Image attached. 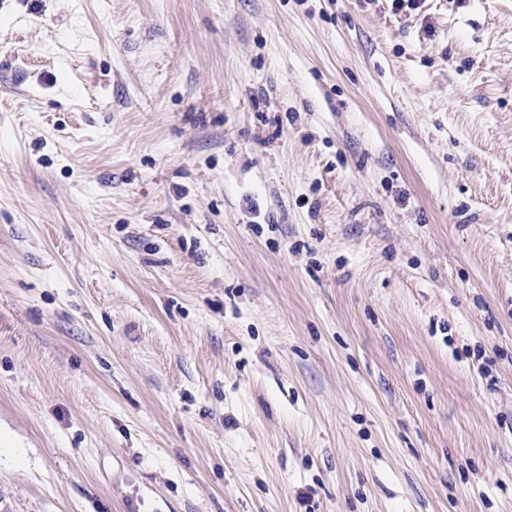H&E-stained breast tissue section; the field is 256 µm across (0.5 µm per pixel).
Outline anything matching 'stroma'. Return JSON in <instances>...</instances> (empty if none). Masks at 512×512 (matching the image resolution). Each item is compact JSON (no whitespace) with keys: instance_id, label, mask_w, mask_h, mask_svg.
Here are the masks:
<instances>
[{"instance_id":"35a3bbf8","label":"stroma","mask_w":512,"mask_h":512,"mask_svg":"<svg viewBox=\"0 0 512 512\" xmlns=\"http://www.w3.org/2000/svg\"><path fill=\"white\" fill-rule=\"evenodd\" d=\"M0 512H512V0H0Z\"/></svg>"}]
</instances>
